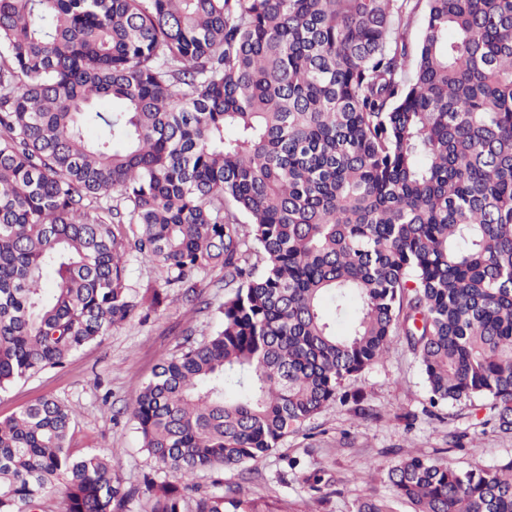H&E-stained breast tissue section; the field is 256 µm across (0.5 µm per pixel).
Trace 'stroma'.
<instances>
[{"instance_id":"1","label":"stroma","mask_w":512,"mask_h":512,"mask_svg":"<svg viewBox=\"0 0 512 512\" xmlns=\"http://www.w3.org/2000/svg\"><path fill=\"white\" fill-rule=\"evenodd\" d=\"M208 310L190 314L170 297L147 321L112 331L72 356L64 368L51 369L0 392V420L43 396L78 405L80 415L70 438L74 453L120 451L119 473L131 484L158 466L142 447L128 404L163 360L176 352L185 328L195 339L211 334L228 295L220 269L189 276ZM379 411L376 420L355 417L351 405L333 404L302 432L250 463L246 489L264 498L271 512H355L366 495L391 498L386 479L391 461L416 451L457 469L474 462L492 465L512 456V437L476 434L465 449L448 448L450 430L471 429V411L448 405L428 415V392L418 359L402 340H394L384 359L346 385ZM297 467H289V460Z\"/></svg>"}]
</instances>
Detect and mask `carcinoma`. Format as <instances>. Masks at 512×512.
I'll return each instance as SVG.
<instances>
[{
    "label": "carcinoma",
    "mask_w": 512,
    "mask_h": 512,
    "mask_svg": "<svg viewBox=\"0 0 512 512\" xmlns=\"http://www.w3.org/2000/svg\"><path fill=\"white\" fill-rule=\"evenodd\" d=\"M133 258L194 313L190 273L233 289L131 402L172 479L73 454L45 396L0 421V512L60 484L64 512H271L224 468L335 402L376 417L345 384L396 337L432 406L512 436V0H0V391L161 307ZM387 477L413 512H512V458Z\"/></svg>",
    "instance_id": "1"
}]
</instances>
